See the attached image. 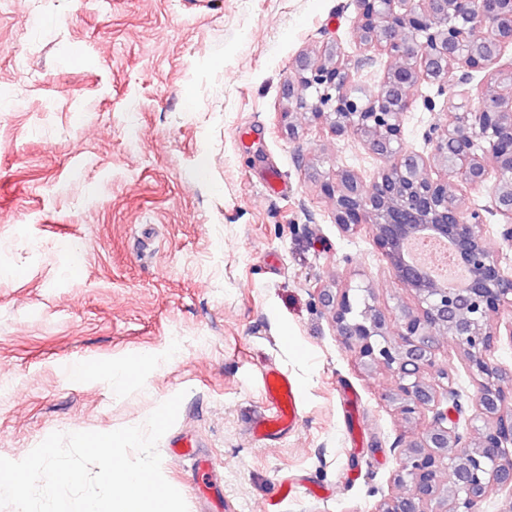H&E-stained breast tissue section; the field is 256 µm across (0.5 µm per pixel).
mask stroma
Returning a JSON list of instances; mask_svg holds the SVG:
<instances>
[{
  "label": "stroma",
  "mask_w": 512,
  "mask_h": 512,
  "mask_svg": "<svg viewBox=\"0 0 512 512\" xmlns=\"http://www.w3.org/2000/svg\"><path fill=\"white\" fill-rule=\"evenodd\" d=\"M355 0H0V457L55 431L141 423L184 393L161 438L162 473L188 512H375L398 450L423 432L386 399L320 297L371 287L387 317L418 301L367 231L344 233L320 190L380 159L354 137L281 121L303 51L356 44ZM50 26H42V19ZM406 148L445 121L420 84ZM434 98L427 110L424 98ZM275 173L282 191L266 184ZM155 363L121 394L116 360ZM91 371L73 376L77 365ZM437 364L475 414L478 386L448 339ZM297 381L295 429L252 436L264 374Z\"/></svg>",
  "instance_id": "35a3bbf8"
}]
</instances>
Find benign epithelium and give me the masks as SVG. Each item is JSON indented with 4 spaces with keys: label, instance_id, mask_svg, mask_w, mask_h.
I'll use <instances>...</instances> for the list:
<instances>
[{
    "label": "benign epithelium",
    "instance_id": "obj_1",
    "mask_svg": "<svg viewBox=\"0 0 512 512\" xmlns=\"http://www.w3.org/2000/svg\"><path fill=\"white\" fill-rule=\"evenodd\" d=\"M353 33L359 47L388 58L382 81L358 83L338 43L318 55L299 54L296 79L284 85L281 116L288 133L304 113L336 137L354 136L384 161L372 190L364 192L353 171L323 176L320 187L332 202L335 224L345 233L366 228L395 277L416 296L418 307H402L394 321L369 304L359 307L353 288L321 289L338 335L366 371L383 369L398 386L388 396L405 423L434 411L421 436L400 449L397 487L378 512H475L497 489L512 493V395L503 383L512 371L490 354L502 338L512 344V266L502 245H512V79L489 82L479 107L448 99V122L430 126L426 154L404 147L403 124L413 90L426 82L445 93L458 69L497 63L512 46V0H356ZM493 182L491 205H467L468 191ZM504 219L498 239L487 235L484 213ZM428 235L448 244L469 266L463 287L439 284L409 263V238ZM452 337L465 356L479 396L472 426L448 427V409L463 413L462 391L445 369L446 384L426 380L435 367L437 337Z\"/></svg>",
    "mask_w": 512,
    "mask_h": 512
}]
</instances>
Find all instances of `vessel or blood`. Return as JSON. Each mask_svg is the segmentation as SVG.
Returning <instances> with one entry per match:
<instances>
[{"label":"vessel or blood","mask_w":512,"mask_h":512,"mask_svg":"<svg viewBox=\"0 0 512 512\" xmlns=\"http://www.w3.org/2000/svg\"><path fill=\"white\" fill-rule=\"evenodd\" d=\"M265 387L268 406L256 426V433L262 438L292 429L296 406L302 398L299 384L277 369L266 371Z\"/></svg>","instance_id":"b4317fda"}]
</instances>
